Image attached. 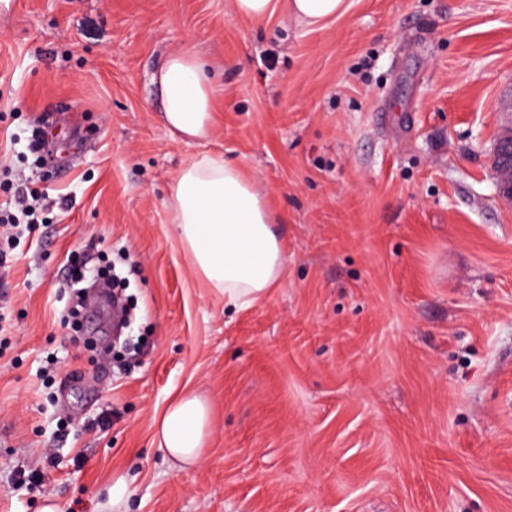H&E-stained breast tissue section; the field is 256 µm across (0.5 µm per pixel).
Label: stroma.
<instances>
[{
  "label": "stroma",
  "mask_w": 512,
  "mask_h": 512,
  "mask_svg": "<svg viewBox=\"0 0 512 512\" xmlns=\"http://www.w3.org/2000/svg\"><path fill=\"white\" fill-rule=\"evenodd\" d=\"M345 2L315 26L232 0L0 10V216L23 180L42 190L0 237V512H104L120 477L126 512H512V205L492 164L512 0ZM182 48L220 85L203 140L159 118L152 77ZM214 153L261 187L287 254L241 310L169 219L184 162ZM188 391L211 425L183 470L154 433ZM278 0H233V12L237 16L262 20L272 15L277 8Z\"/></svg>",
  "instance_id": "35a3bbf8"
}]
</instances>
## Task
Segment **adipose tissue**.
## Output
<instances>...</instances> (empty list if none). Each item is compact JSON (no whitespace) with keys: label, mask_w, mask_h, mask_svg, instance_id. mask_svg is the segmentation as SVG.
Wrapping results in <instances>:
<instances>
[{"label":"adipose tissue","mask_w":512,"mask_h":512,"mask_svg":"<svg viewBox=\"0 0 512 512\" xmlns=\"http://www.w3.org/2000/svg\"><path fill=\"white\" fill-rule=\"evenodd\" d=\"M153 81L170 130L206 138L215 83L208 63L191 50L172 51ZM169 208L196 273L226 304L247 308L278 286L287 257L263 192L239 165L220 154L188 160L171 186ZM210 419L203 398L177 397L158 422L159 448L181 465H198Z\"/></svg>","instance_id":"ef3b65f1"}]
</instances>
